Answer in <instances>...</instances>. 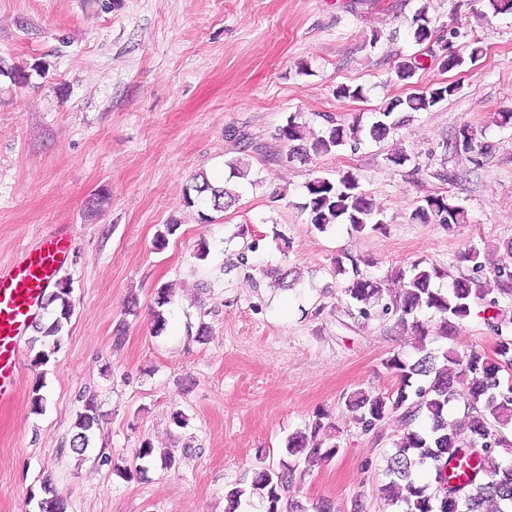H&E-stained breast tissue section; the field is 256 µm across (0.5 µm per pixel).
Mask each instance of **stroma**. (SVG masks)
Wrapping results in <instances>:
<instances>
[{
    "mask_svg": "<svg viewBox=\"0 0 512 512\" xmlns=\"http://www.w3.org/2000/svg\"><path fill=\"white\" fill-rule=\"evenodd\" d=\"M420 0H0V58L25 70L26 83L0 75V264L66 227L73 240L62 278L74 313L58 348L34 366L35 329L22 342L23 372L14 399L0 405V512H40L52 478L68 512H224V490L250 483L258 449L271 462L313 412L330 411L339 429L331 461L309 464L289 497L306 512H402L385 500L386 460L397 420L364 432L345 400L357 390L389 393L393 354L412 359L417 342L393 320L346 312L344 276L333 260H359L385 278L412 262L471 273V244L505 258L512 240V15L484 0H430L432 30L458 28L453 44L476 62L438 64L411 82L395 80L401 58L420 52L408 29ZM458 87L412 115L383 142L363 141L302 161L266 162L277 134L296 116L307 138L328 121L369 125L396 97L434 83ZM360 85L359 100L339 99V84ZM470 128L490 153L470 162L445 148ZM408 157L387 159L393 148ZM250 163L232 180L236 203L221 212L206 197L188 201L198 175L222 173L228 159ZM352 170L374 200L384 228L358 233L338 224L318 232L301 209L306 185ZM454 181L437 178V171ZM107 194L90 210L94 194ZM468 213L447 230L410 218L429 196ZM180 228L154 247L162 224ZM291 241L282 253L278 235ZM206 260L194 259L199 239ZM255 252H248L251 242ZM247 252L246 268L225 264ZM297 283L271 285L274 270ZM173 290L154 328V291ZM135 313H128L129 298ZM210 334L197 342L199 323ZM497 339L476 304L452 333L427 348L493 354ZM44 384L45 409L31 413L29 392ZM96 396L101 413L89 448H70L79 398ZM186 428L171 422L174 411ZM181 451L178 469L149 465L124 480L111 461L137 466L142 440Z\"/></svg>",
    "mask_w": 512,
    "mask_h": 512,
    "instance_id": "obj_1",
    "label": "stroma"
}]
</instances>
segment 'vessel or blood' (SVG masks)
Listing matches in <instances>:
<instances>
[{
    "mask_svg": "<svg viewBox=\"0 0 512 512\" xmlns=\"http://www.w3.org/2000/svg\"><path fill=\"white\" fill-rule=\"evenodd\" d=\"M69 238L57 231L0 267V402L13 399L20 375L21 341L44 295L68 258Z\"/></svg>",
    "mask_w": 512,
    "mask_h": 512,
    "instance_id": "1",
    "label": "vessel or blood"
}]
</instances>
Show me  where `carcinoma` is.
I'll list each match as a JSON object with an SVG mask.
<instances>
[{"mask_svg": "<svg viewBox=\"0 0 512 512\" xmlns=\"http://www.w3.org/2000/svg\"><path fill=\"white\" fill-rule=\"evenodd\" d=\"M427 6L421 5L412 19V35L416 43L430 40L432 30ZM424 69L423 62L411 56L398 62L394 73L398 80L412 79ZM453 83H437L425 91L397 98L378 112L367 135L374 141L385 139L397 126L394 112H428L454 95ZM362 129L357 124L345 126L328 121L322 135L314 138L311 149L316 154H329L346 146L355 150L361 144ZM305 138L303 126L290 116L280 128L279 140L284 144ZM490 145L475 141L467 128L455 136L454 149L466 156L482 155ZM194 191L210 193L213 210L222 211L235 201L236 194L226 187H215L202 178ZM302 210L309 223L324 232L335 224H349L357 231H377L381 222L372 199L360 189L356 174L344 170L338 177H317L306 185V201ZM422 224L435 222L452 229L465 222V211L445 196L424 199L411 214ZM462 259L471 263L472 275L451 277L434 266L416 261L409 268H398L384 279L367 277L352 266L342 291L361 318H368L378 307L383 315H391L397 326L426 339L428 323L418 315L428 312L436 319L440 336L470 315L471 305L479 301L488 312L486 325L497 335L495 356L476 350L459 354L448 350L438 355L419 345L420 356L407 360L397 353L385 366L397 380L395 390L387 395L357 391L347 405L357 415L365 432L379 428L386 420L401 421L403 434L395 443V452L387 459L390 480L382 492L394 504L403 502L404 512H512V461L501 459V451L512 452V441L505 429L512 424V378L504 371L512 369V320L503 317L501 304H512V265L491 262L480 248L471 245ZM448 279V287L437 288L435 281ZM69 285L57 287L46 299L50 310L47 322L37 325L40 340L58 343L62 329L71 318ZM172 290L162 286L154 292V325L162 330L165 318L160 308L171 303ZM463 407L468 422L461 427L448 420L450 410ZM99 405L94 398L82 400L76 413L73 451L81 454L90 445L99 425ZM336 424L328 411L320 409L303 431L289 436L285 443L288 459L273 465L259 458L253 470L251 489L266 504V512H283V501L293 486L302 481L305 470L300 463L315 459L329 461L338 448ZM136 458L170 469L177 465L174 454L165 449L159 453L151 441L144 440L135 452ZM48 497L41 500V512H67L65 498L43 485Z\"/></svg>", "mask_w": 512, "mask_h": 512, "instance_id": "carcinoma-1", "label": "carcinoma"}]
</instances>
